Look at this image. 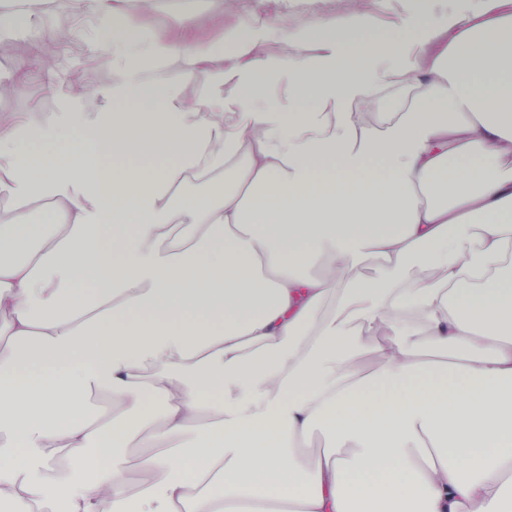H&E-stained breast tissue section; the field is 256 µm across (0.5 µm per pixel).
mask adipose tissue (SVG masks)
<instances>
[{
	"label": "adipose tissue",
	"mask_w": 512,
	"mask_h": 512,
	"mask_svg": "<svg viewBox=\"0 0 512 512\" xmlns=\"http://www.w3.org/2000/svg\"><path fill=\"white\" fill-rule=\"evenodd\" d=\"M430 2L418 43L343 0L273 61L249 22L69 0L112 78L0 125V512H512V0ZM46 3L0 0V40ZM154 12L147 18L149 33L165 38H178L183 34L182 14L188 11L198 13L205 19L207 30L212 36H219L225 26L239 22L236 15L224 11L225 0H156ZM155 75L161 82L178 85L186 96L194 97L202 91L201 87L187 79L176 65H164L156 70Z\"/></svg>",
	"instance_id": "obj_1"
}]
</instances>
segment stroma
Here are the masks:
<instances>
[{"label":"stroma","mask_w":512,"mask_h":512,"mask_svg":"<svg viewBox=\"0 0 512 512\" xmlns=\"http://www.w3.org/2000/svg\"><path fill=\"white\" fill-rule=\"evenodd\" d=\"M188 11L204 18L213 36L238 21L237 16L225 12L224 0H157L154 12L146 20L147 30L165 38L181 37V17ZM371 11L372 17L359 30V37L368 39L383 34L391 38H418L438 22L427 0H406L397 13L376 2ZM42 24L57 35L54 53L35 57L29 40L23 38L0 44V76H22L27 80L22 93L0 98V117L16 123L36 122L59 110L60 91L50 83L52 72H62L65 81L80 83L91 90L107 83L112 74L111 59L87 50L90 43L101 40L94 20L76 19L59 7L56 0H49Z\"/></svg>","instance_id":"stroma-1"}]
</instances>
